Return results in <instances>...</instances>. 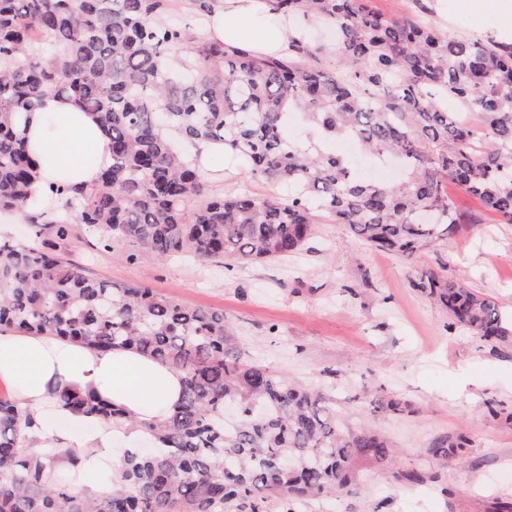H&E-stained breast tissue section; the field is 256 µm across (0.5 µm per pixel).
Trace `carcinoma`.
Here are the masks:
<instances>
[{"label": "carcinoma", "mask_w": 512, "mask_h": 512, "mask_svg": "<svg viewBox=\"0 0 512 512\" xmlns=\"http://www.w3.org/2000/svg\"><path fill=\"white\" fill-rule=\"evenodd\" d=\"M268 2L273 14L301 20L288 54L212 41L200 63L179 53L185 29L161 21L170 0H0V208L27 201L36 162L23 124L46 94L96 113L112 143V167L95 186L65 197L47 221L31 216L30 242L0 241V332L134 350L183 382L174 412L144 425L155 445L124 452L120 477L98 493L76 489L73 471L58 465L63 451L22 447L34 416L1 397L0 512H262L273 495L291 504L351 493L354 457L390 456L383 438L342 430L320 393L240 364L224 311L90 278L67 258L80 227L97 248L124 246L128 261L141 252L274 261L308 243L318 212L411 258L463 220L444 179L512 223V44L387 19L362 0ZM318 24L336 35L332 72L315 64L326 50L311 36ZM41 29L52 42L34 40ZM456 104L477 112L487 144L448 111ZM292 112L312 131L308 141L286 136ZM174 135L224 145L288 198L209 195ZM341 138L398 157L404 179H358L350 159L320 148ZM415 286L474 335H509L498 306L464 282L424 269ZM54 397L66 411L125 418L93 391L64 386Z\"/></svg>", "instance_id": "1"}]
</instances>
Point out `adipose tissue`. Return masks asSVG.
I'll list each match as a JSON object with an SVG mask.
<instances>
[{"label":"adipose tissue","instance_id":"adipose-tissue-1","mask_svg":"<svg viewBox=\"0 0 512 512\" xmlns=\"http://www.w3.org/2000/svg\"><path fill=\"white\" fill-rule=\"evenodd\" d=\"M291 31L274 20L267 0H224L202 36L259 56H280L288 51ZM23 137L39 161L31 198L45 205H59L57 189L91 188L112 165L110 141L95 115L63 96L46 95L28 112ZM0 381L11 386L14 400L38 422L25 431V447L67 449L81 467L114 443L140 447L145 439L141 424L164 419L181 396L180 374L160 361L132 350L100 352L19 331L0 333ZM64 385L96 391L123 407L127 420L62 412L52 393Z\"/></svg>","mask_w":512,"mask_h":512}]
</instances>
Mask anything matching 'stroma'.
I'll list each match as a JSON object with an SVG mask.
<instances>
[{
  "instance_id": "35a3bbf8",
  "label": "stroma",
  "mask_w": 512,
  "mask_h": 512,
  "mask_svg": "<svg viewBox=\"0 0 512 512\" xmlns=\"http://www.w3.org/2000/svg\"><path fill=\"white\" fill-rule=\"evenodd\" d=\"M365 4L457 36L512 40V18L497 0ZM204 181L214 194L288 195L226 154L213 158ZM445 188L466 223L449 225L408 261L323 217L303 251L274 262L227 269L150 253L129 262L78 239L71 257L90 276L223 310L243 363L321 391L344 431H371L393 448L387 461L356 459L353 493L315 496L295 512H496L512 504V335L496 341L473 335L414 283L424 269L462 279L511 321L512 224L454 183ZM375 397L382 406L372 405ZM460 435L469 440L465 454H448L445 442ZM412 473L418 482L409 481Z\"/></svg>"
}]
</instances>
